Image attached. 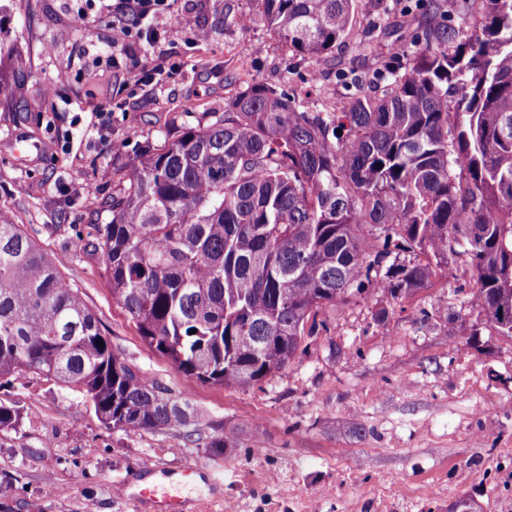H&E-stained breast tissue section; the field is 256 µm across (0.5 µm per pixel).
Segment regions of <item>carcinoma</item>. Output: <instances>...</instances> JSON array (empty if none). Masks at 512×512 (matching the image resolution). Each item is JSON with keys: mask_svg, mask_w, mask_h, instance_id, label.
<instances>
[{"mask_svg": "<svg viewBox=\"0 0 512 512\" xmlns=\"http://www.w3.org/2000/svg\"><path fill=\"white\" fill-rule=\"evenodd\" d=\"M360 0H262L270 31L317 61L356 29ZM472 30L433 14L378 96L310 112L255 82L215 118L134 156L84 244L139 336L186 376L249 388L284 369L319 314L372 287L412 300L448 255L473 272L468 302L512 337V0ZM22 67L0 73L20 97ZM342 133H337V130ZM410 254L414 259H400ZM104 345H99L98 341ZM80 389L109 429L198 427L190 400L127 364L55 262L0 209V379ZM22 416L0 403V431Z\"/></svg>", "mask_w": 512, "mask_h": 512, "instance_id": "obj_1", "label": "carcinoma"}]
</instances>
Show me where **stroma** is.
Segmentation results:
<instances>
[{
    "instance_id": "stroma-1",
    "label": "stroma",
    "mask_w": 512,
    "mask_h": 512,
    "mask_svg": "<svg viewBox=\"0 0 512 512\" xmlns=\"http://www.w3.org/2000/svg\"><path fill=\"white\" fill-rule=\"evenodd\" d=\"M209 37L194 44L168 29L138 58L164 57L167 81L123 90V74L84 50L111 42L85 0H12L0 15L26 70L20 98L0 102V208L78 288L114 348L148 378L188 397L206 421L237 437L214 454L184 429H106L84 395L32 376L0 385V402L20 409L19 428L0 431V512H154L139 496L145 478L166 474L161 491L184 512H512V338L488 330L467 302L464 258L414 300L376 292L324 311L326 327L306 338L280 372L248 388L203 384L151 349L112 298L100 253L83 250L107 216L100 202L135 151L261 81L307 95L311 111L346 98L351 74L361 88L384 86L400 62L391 41L440 11L457 21L467 0H361L359 29L317 63L289 52L270 31L261 0H181ZM249 17L240 25L239 17ZM68 39H61V31ZM68 147L18 164V130ZM107 139L126 141L122 153ZM94 194H85V184Z\"/></svg>"
}]
</instances>
